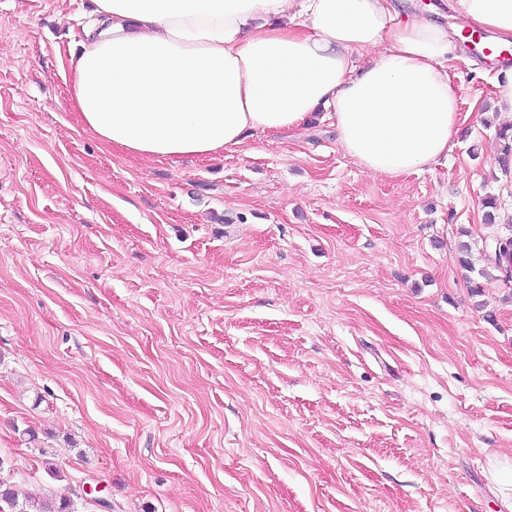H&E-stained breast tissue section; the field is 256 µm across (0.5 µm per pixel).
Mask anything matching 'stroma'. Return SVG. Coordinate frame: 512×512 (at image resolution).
<instances>
[{
	"mask_svg": "<svg viewBox=\"0 0 512 512\" xmlns=\"http://www.w3.org/2000/svg\"><path fill=\"white\" fill-rule=\"evenodd\" d=\"M95 20L0 0V480L75 512H512V115L467 24L447 157L385 178L326 117L103 145L68 80Z\"/></svg>",
	"mask_w": 512,
	"mask_h": 512,
	"instance_id": "1",
	"label": "stroma"
}]
</instances>
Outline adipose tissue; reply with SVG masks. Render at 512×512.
Instances as JSON below:
<instances>
[{"mask_svg": "<svg viewBox=\"0 0 512 512\" xmlns=\"http://www.w3.org/2000/svg\"><path fill=\"white\" fill-rule=\"evenodd\" d=\"M71 59L85 130L147 160L211 156L329 109L343 151L389 178L447 156L458 126L447 27L395 0H94ZM512 43V0H451ZM362 64H355V57Z\"/></svg>", "mask_w": 512, "mask_h": 512, "instance_id": "adipose-tissue-1", "label": "adipose tissue"}]
</instances>
